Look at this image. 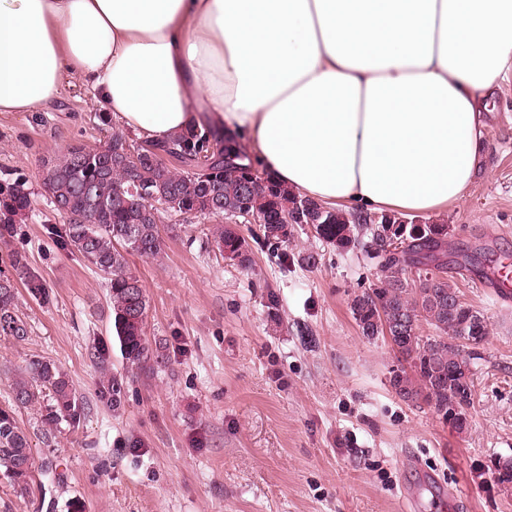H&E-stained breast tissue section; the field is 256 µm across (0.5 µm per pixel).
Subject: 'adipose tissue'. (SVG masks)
I'll list each match as a JSON object with an SVG mask.
<instances>
[{"label": "adipose tissue", "instance_id": "obj_1", "mask_svg": "<svg viewBox=\"0 0 512 512\" xmlns=\"http://www.w3.org/2000/svg\"><path fill=\"white\" fill-rule=\"evenodd\" d=\"M510 70L512 0H0V113L74 77L131 132L217 127L362 213L461 203Z\"/></svg>", "mask_w": 512, "mask_h": 512}]
</instances>
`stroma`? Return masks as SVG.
Instances as JSON below:
<instances>
[{"mask_svg": "<svg viewBox=\"0 0 512 512\" xmlns=\"http://www.w3.org/2000/svg\"><path fill=\"white\" fill-rule=\"evenodd\" d=\"M79 80L33 112L0 115V174L22 177L35 213L0 238V260L22 255L50 298L15 286L26 340L0 338V405L36 359L55 362L84 411L49 432L42 404L18 408L35 468L30 496L0 476V512H436V500L469 490L459 512H512L494 482L512 461V303L479 288L462 269L484 249L485 268L512 258V74L488 104L484 163L461 204L416 224L448 227L446 276L485 315L468 426L456 432L424 402L402 400L389 379V342L360 335L354 294L376 287L381 259L361 238L340 252L307 225L285 242L253 244L249 266L212 245L211 220L173 218L157 258L131 257L148 301L146 336L159 362L128 369L112 332L106 280L61 248L42 187L44 160L69 145L96 146L115 124ZM317 255V264L307 262ZM116 377L120 403L98 394Z\"/></svg>", "mask_w": 512, "mask_h": 512, "instance_id": "obj_1", "label": "stroma"}]
</instances>
